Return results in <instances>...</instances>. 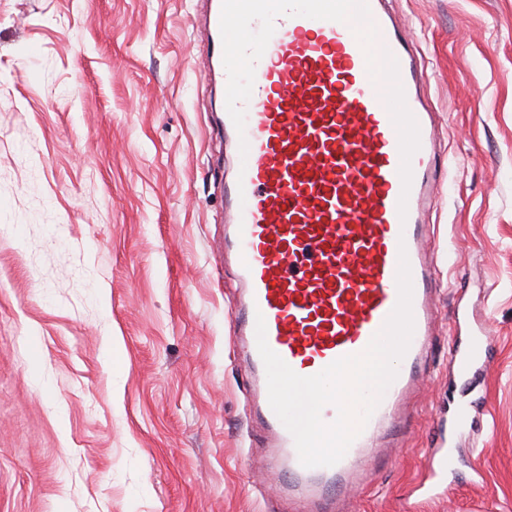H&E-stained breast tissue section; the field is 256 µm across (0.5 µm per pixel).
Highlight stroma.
Returning <instances> with one entry per match:
<instances>
[{"label":"stroma","mask_w":512,"mask_h":512,"mask_svg":"<svg viewBox=\"0 0 512 512\" xmlns=\"http://www.w3.org/2000/svg\"><path fill=\"white\" fill-rule=\"evenodd\" d=\"M202 9L0 0V512H288L233 334ZM388 9L437 129V319L394 464L344 508L512 512V0ZM463 310L492 339L468 389ZM447 450L450 490L417 497Z\"/></svg>","instance_id":"obj_1"}]
</instances>
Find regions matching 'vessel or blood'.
Instances as JSON below:
<instances>
[{
  "label": "vessel or blood",
  "mask_w": 512,
  "mask_h": 512,
  "mask_svg": "<svg viewBox=\"0 0 512 512\" xmlns=\"http://www.w3.org/2000/svg\"><path fill=\"white\" fill-rule=\"evenodd\" d=\"M376 46L397 60L406 104L417 120L420 147L403 189L399 136L381 86L349 25L302 16L275 17V32L255 65L246 126L230 116L222 130L232 145L249 144L241 182L224 187L227 250L244 285L232 313L256 375L265 366L256 339H266L297 374L311 376L338 358L363 352L398 299L396 274L407 256L413 284L414 332L396 379L344 457L334 466L301 465L291 433L261 400L257 417L272 450L271 475L293 512H337L347 490L368 479L374 437L399 428L397 406L426 370L434 322L436 278L423 222L434 200L436 154L430 113L418 93L413 47L385 0H368ZM222 0H207L208 47L203 72L226 79L220 32ZM407 213L399 215L400 196ZM491 342L485 328L456 348L448 365L467 378Z\"/></svg>",
  "instance_id": "obj_1"
}]
</instances>
